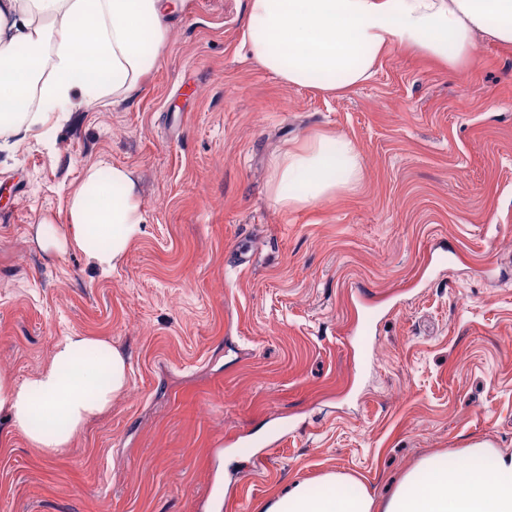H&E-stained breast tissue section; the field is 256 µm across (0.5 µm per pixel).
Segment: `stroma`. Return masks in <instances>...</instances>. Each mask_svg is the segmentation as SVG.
Instances as JSON below:
<instances>
[{
    "label": "stroma",
    "instance_id": "35a3bbf8",
    "mask_svg": "<svg viewBox=\"0 0 512 512\" xmlns=\"http://www.w3.org/2000/svg\"><path fill=\"white\" fill-rule=\"evenodd\" d=\"M247 0H182L124 96L0 140V373L79 331L128 390L61 453L0 417V512H260L330 471L386 496L421 458L512 451V44L385 53L343 94L240 51ZM350 138L354 189L292 211L272 161ZM134 171L146 216L103 274L41 248L90 167Z\"/></svg>",
    "mask_w": 512,
    "mask_h": 512
}]
</instances>
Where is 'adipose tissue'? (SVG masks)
Returning <instances> with one entry per match:
<instances>
[{
    "label": "adipose tissue",
    "mask_w": 512,
    "mask_h": 512,
    "mask_svg": "<svg viewBox=\"0 0 512 512\" xmlns=\"http://www.w3.org/2000/svg\"><path fill=\"white\" fill-rule=\"evenodd\" d=\"M173 0H0V139L48 125L57 112L126 93L157 63ZM512 43V0H248L243 44L284 82L344 92L370 79L391 47L454 63L475 32ZM275 204L294 210L356 186L363 164L351 141L320 136L273 163ZM132 173L90 169L70 194L67 224H42L45 247L82 252L101 272L120 266L143 232ZM130 382L126 354L74 331L24 380L0 376V413L31 447L68 448L112 409ZM294 483L264 512H512V452L479 442L423 457L385 500L348 474Z\"/></svg>",
    "instance_id": "adipose-tissue-1"
}]
</instances>
